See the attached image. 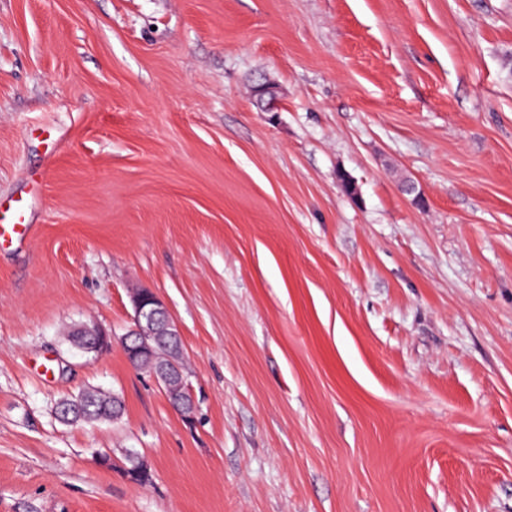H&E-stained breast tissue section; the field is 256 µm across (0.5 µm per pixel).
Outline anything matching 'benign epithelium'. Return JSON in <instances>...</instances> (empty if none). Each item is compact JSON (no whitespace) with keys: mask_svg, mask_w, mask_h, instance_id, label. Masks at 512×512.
<instances>
[{"mask_svg":"<svg viewBox=\"0 0 512 512\" xmlns=\"http://www.w3.org/2000/svg\"><path fill=\"white\" fill-rule=\"evenodd\" d=\"M133 308V327L120 340L121 346L127 348L132 354L138 355L151 350L150 342L153 340L182 343L179 326L162 300L154 293L147 292L143 297L135 300ZM95 335V340L79 345L84 353L107 350L112 347V334L106 329L95 328ZM151 377L161 387L170 404L180 410L183 418L194 419L198 411V403L180 363L171 360L153 371Z\"/></svg>","mask_w":512,"mask_h":512,"instance_id":"benign-epithelium-1","label":"benign epithelium"}]
</instances>
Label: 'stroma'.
Masks as SVG:
<instances>
[{
  "instance_id": "35a3bbf8",
  "label": "stroma",
  "mask_w": 512,
  "mask_h": 512,
  "mask_svg": "<svg viewBox=\"0 0 512 512\" xmlns=\"http://www.w3.org/2000/svg\"><path fill=\"white\" fill-rule=\"evenodd\" d=\"M18 199L0 512H512V0H0ZM138 289L193 422L65 339ZM90 385L121 419L59 423Z\"/></svg>"
}]
</instances>
